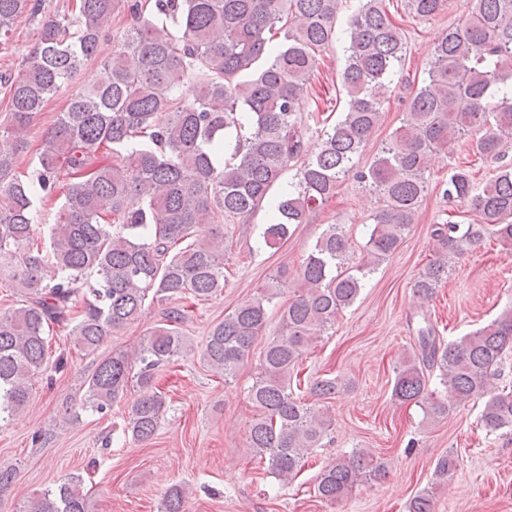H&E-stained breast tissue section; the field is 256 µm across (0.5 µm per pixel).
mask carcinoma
Masks as SVG:
<instances>
[{"instance_id":"carcinoma-1","label":"carcinoma","mask_w":512,"mask_h":512,"mask_svg":"<svg viewBox=\"0 0 512 512\" xmlns=\"http://www.w3.org/2000/svg\"><path fill=\"white\" fill-rule=\"evenodd\" d=\"M122 0H69L49 18L18 75L0 74L10 120L0 123V287L18 303L0 313V425L30 399L31 379L49 365L50 333L61 329L85 353L136 321L148 296L158 301H206L224 288V225L264 206L267 247L288 238L310 212L335 195L348 176L382 198L365 244L367 259L350 268V238L331 224L295 272V295L260 355L247 397L257 414L249 447L284 485L329 435L324 403L340 379L307 382L309 397L292 389L299 360L336 316L358 297L366 275L399 247L428 185L433 153L477 132L476 151L503 158L512 146V0H472L464 23L448 28L433 49L427 77L409 99L406 118L365 170L356 169L376 128L386 91L406 53L402 28L385 0H359L349 21L340 119L321 129L311 147L298 123L318 57L336 43L341 0H134L136 24L114 44L95 80L73 88L45 135L35 166L18 171L27 153L24 132L59 88L96 56L99 40ZM445 0H408L418 17H433ZM28 0H0V45L12 37ZM281 34V42H274ZM298 181L272 194L287 167ZM448 201H469L476 224H437L435 258L414 283L428 297L448 274V258L489 234L512 249V170L472 192L471 176L453 171L442 185ZM58 202L47 234L36 236L38 204ZM279 289L265 286L215 323L202 358L224 379L234 376L267 326ZM188 309H162L161 323L133 351L102 359L81 400L102 413L129 382L140 394L126 431L153 439L166 412L155 372L187 350ZM512 353V310L445 341L432 324L396 371L391 397L414 402L438 419L474 397L485 398L480 420L489 432L512 431V386L495 387ZM457 458L437 459L433 480L448 481ZM387 464L359 450L320 473L316 497L341 501L354 487L384 477ZM82 477L66 475L29 501L25 512H89ZM160 512H186L184 489L172 486ZM409 512H434L433 492L414 496Z\"/></svg>"}]
</instances>
